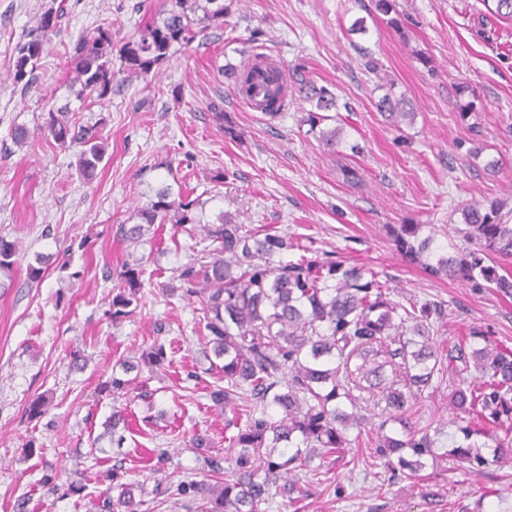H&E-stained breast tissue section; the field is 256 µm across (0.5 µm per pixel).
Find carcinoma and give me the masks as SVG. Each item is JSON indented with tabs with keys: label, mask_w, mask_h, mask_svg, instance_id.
Returning <instances> with one entry per match:
<instances>
[{
	"label": "carcinoma",
	"mask_w": 512,
	"mask_h": 512,
	"mask_svg": "<svg viewBox=\"0 0 512 512\" xmlns=\"http://www.w3.org/2000/svg\"><path fill=\"white\" fill-rule=\"evenodd\" d=\"M229 6L224 0H163L157 18L145 26L139 38L114 49L112 25H99L90 36H81L74 47L68 83L78 99L101 100L112 93L116 72L146 76L170 57L175 46L196 35L224 25ZM64 16L63 3L49 6L15 46L13 82L28 90L34 71ZM118 56L119 68L112 65ZM228 76L241 97L262 91L263 110L269 119L285 107L288 86L281 70L272 63L252 65L243 61ZM294 96L315 105L307 122L316 127L321 112L336 107V95L327 85L295 79ZM393 122L413 120L405 95H385L379 103ZM213 118L224 122V134L240 133L224 115L223 102L210 103ZM42 129L60 149L82 145L80 174L92 179L106 155L101 138L75 129L68 110L50 109ZM199 202L187 196L171 197L165 187L156 199L137 210L136 222L120 225L121 237L138 243L156 224L171 222L191 233L201 223ZM463 237L472 249L450 255L437 245L434 235L421 236L422 225L393 227V242L409 262L418 263L432 277L459 279L475 289L493 288L512 296V274L500 275L486 264L512 260V217L501 205L475 203L464 212ZM213 247L197 252L177 275L188 297L201 296L199 331L214 344V354L224 358V385H214L209 398L216 406L232 407L227 426L237 432L225 438L238 449L234 465L224 468V458L209 451V439L195 434L190 447L204 454V463L215 482L168 480L158 483L154 497L192 503L201 512H264L274 494L293 503L308 489L330 479L311 468L316 456L344 459L352 440L346 431L360 426L364 416L359 404H373L385 419L378 424L375 454L393 472L412 479L436 458L435 440L428 428L418 426L414 405L422 393L448 379L450 404L456 411L450 423L462 443L446 455L480 468L492 456L512 454V349L495 343L488 332L474 329L448 347L430 333L432 323L448 314L441 306L414 303L405 306L391 298L387 284L364 266H346L328 252H319L270 229H247L229 214L207 231ZM301 251L297 260L285 256ZM17 264L13 243L0 239V276L12 278ZM143 269L128 264L122 272L120 291L112 297V319L127 317L141 300ZM167 359L165 345L156 341L144 360L161 366ZM391 376H386L385 368ZM122 374H112L103 389L114 395L151 398L129 377L139 364L126 360ZM474 377H467L470 371ZM245 422H240L241 417ZM399 429L384 433L388 423ZM129 420L123 410L108 418L112 443L123 446ZM505 428L504 435L489 426ZM308 474L306 487L298 472ZM105 479L110 490L95 502L96 512H140L135 490L141 485L124 481L122 467L113 465Z\"/></svg>",
	"instance_id": "carcinoma-1"
}]
</instances>
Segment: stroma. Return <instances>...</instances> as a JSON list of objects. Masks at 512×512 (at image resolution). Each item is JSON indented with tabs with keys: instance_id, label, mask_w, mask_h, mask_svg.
<instances>
[{
	"instance_id": "stroma-1",
	"label": "stroma",
	"mask_w": 512,
	"mask_h": 512,
	"mask_svg": "<svg viewBox=\"0 0 512 512\" xmlns=\"http://www.w3.org/2000/svg\"><path fill=\"white\" fill-rule=\"evenodd\" d=\"M49 2L0 0V238L19 252L12 286L0 288V512L20 504L25 512H91L118 459L148 491L171 477L210 481L189 446L197 433L233 459L224 441L231 414L208 397L224 382L222 362L204 357L200 303L176 290L174 278L205 247L204 225L223 213L372 269L397 302L443 305L444 345L475 327L512 347V297L430 277L387 232L391 224L434 226L454 255L469 248L458 232L468 205L497 201L512 210V19L496 15L495 0H395L398 31L373 0H232L223 27L176 48L148 76L115 81L102 101L78 100L66 86L78 37L108 24L115 44L139 38L161 0H66L23 93L9 76L13 48ZM253 33L287 70L335 86L338 105L319 129L306 121L310 103L289 100L271 120L247 110L221 75L242 61ZM382 80L411 101L413 121L396 127L385 118ZM218 99L239 139L225 137L214 119L209 105ZM466 101L473 108L464 117ZM63 106L108 144L93 179L77 170L78 148L20 147L11 138L17 126L39 137L48 110ZM329 130L339 152L323 143ZM343 165L358 183L344 181ZM166 185L199 199L202 227L189 235L167 223L140 243L124 241L119 225ZM40 254L50 262L30 278ZM137 261L141 303L113 320L118 274ZM156 340L167 360L142 365L139 375L153 401L132 402L137 420L115 448L104 427L115 403L103 386L116 359H139ZM448 394L440 385L416 405L439 452L416 482L375 463L373 414L349 429L357 444L351 462L330 472L335 490H312L295 504L276 495L266 512H503L512 505V456L480 473L446 457L454 433ZM39 396L48 410L30 417ZM151 448L166 449L164 460L149 458ZM49 475L58 492L44 486Z\"/></svg>"
}]
</instances>
